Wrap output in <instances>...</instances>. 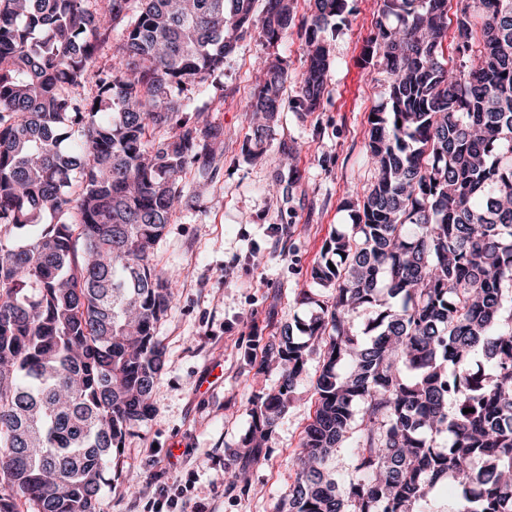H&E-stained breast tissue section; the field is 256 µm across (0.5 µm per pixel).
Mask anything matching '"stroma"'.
Returning <instances> with one entry per match:
<instances>
[{"label":"stroma","mask_w":512,"mask_h":512,"mask_svg":"<svg viewBox=\"0 0 512 512\" xmlns=\"http://www.w3.org/2000/svg\"><path fill=\"white\" fill-rule=\"evenodd\" d=\"M349 15L326 37L332 68L320 110L300 111L296 81L306 63L297 33L268 45L254 28L225 57L217 88L194 104L224 128L214 183L181 207L156 247L159 266L184 278L155 334L166 355L153 392V410L126 436L101 489L99 512H153L160 486L175 482L180 512H273L294 476L293 460L314 400L319 352L297 381L295 401L279 420L267 460L250 471L248 494H228L224 465L238 448L254 394L276 387L278 371H257L243 357L283 325L309 319L296 288L311 284L323 242L348 231L347 200L373 181L365 144L367 115L384 99L387 72L364 65L362 46L375 31L376 0H348ZM279 56L292 77L279 122L259 157L248 156L252 136L245 105L258 57ZM296 163L299 184L267 188Z\"/></svg>","instance_id":"35a3bbf8"}]
</instances>
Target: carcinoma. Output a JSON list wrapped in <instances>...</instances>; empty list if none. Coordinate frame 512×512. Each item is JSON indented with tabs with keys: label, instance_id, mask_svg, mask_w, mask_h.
<instances>
[{
	"label": "carcinoma",
	"instance_id": "obj_1",
	"mask_svg": "<svg viewBox=\"0 0 512 512\" xmlns=\"http://www.w3.org/2000/svg\"><path fill=\"white\" fill-rule=\"evenodd\" d=\"M255 2L0 0V512H97L114 453L153 409L155 327L179 278L155 248L187 175L209 186L224 145L175 92L206 90L251 28L273 46L298 26L296 104L320 108L324 33L346 0H309L299 24L295 0ZM459 4L450 69L448 0H380L362 52L390 75L368 115L374 182L312 268L330 300L300 289L318 311L262 360L246 353L281 377L250 400L245 451L229 454L228 490L242 492L323 349L275 512H424L444 479L460 512H512V0ZM257 73L245 111L258 147L288 70L265 57Z\"/></svg>",
	"mask_w": 512,
	"mask_h": 512
}]
</instances>
